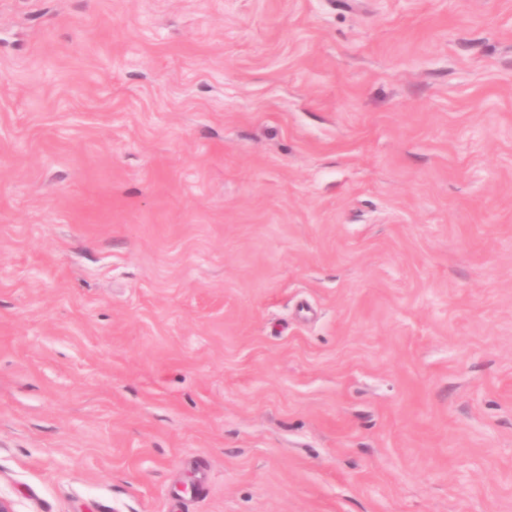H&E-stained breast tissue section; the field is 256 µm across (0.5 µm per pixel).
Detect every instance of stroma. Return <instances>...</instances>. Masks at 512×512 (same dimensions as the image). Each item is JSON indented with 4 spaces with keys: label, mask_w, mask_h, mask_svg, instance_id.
<instances>
[{
    "label": "stroma",
    "mask_w": 512,
    "mask_h": 512,
    "mask_svg": "<svg viewBox=\"0 0 512 512\" xmlns=\"http://www.w3.org/2000/svg\"><path fill=\"white\" fill-rule=\"evenodd\" d=\"M14 512H512V0H0Z\"/></svg>",
    "instance_id": "obj_1"
}]
</instances>
